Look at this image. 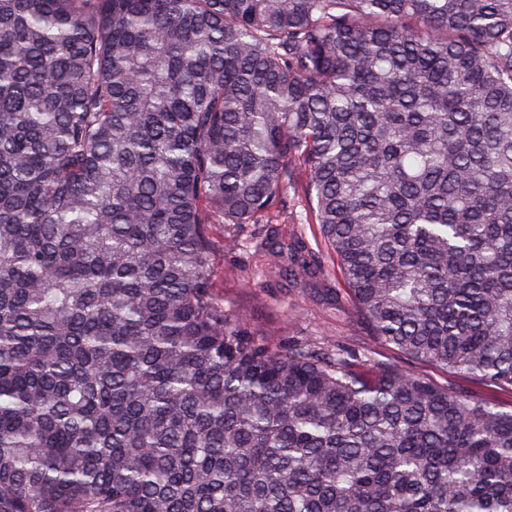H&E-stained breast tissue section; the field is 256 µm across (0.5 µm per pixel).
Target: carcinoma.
<instances>
[{"label": "carcinoma", "mask_w": 512, "mask_h": 512, "mask_svg": "<svg viewBox=\"0 0 512 512\" xmlns=\"http://www.w3.org/2000/svg\"><path fill=\"white\" fill-rule=\"evenodd\" d=\"M294 196L374 348L224 307ZM512 0H0V512H512ZM458 384L464 391L480 396L493 397L498 401L510 405L512 402V393L510 390H501L495 387H487L466 379H459Z\"/></svg>", "instance_id": "cac0c4a2"}]
</instances>
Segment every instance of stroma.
Masks as SVG:
<instances>
[{"label": "stroma", "instance_id": "obj_1", "mask_svg": "<svg viewBox=\"0 0 512 512\" xmlns=\"http://www.w3.org/2000/svg\"><path fill=\"white\" fill-rule=\"evenodd\" d=\"M287 217L277 238L281 249L297 241L308 250L321 249L317 227L305 223L301 205L289 206ZM230 235L238 237V246H225L224 239ZM213 238L218 243L213 279L225 305L241 311L257 327L273 329L286 339H327L359 352L367 349L370 340L362 325L336 309L338 278L322 276L293 284L285 272L287 260L271 267L262 238L250 225L215 227Z\"/></svg>", "mask_w": 512, "mask_h": 512}]
</instances>
